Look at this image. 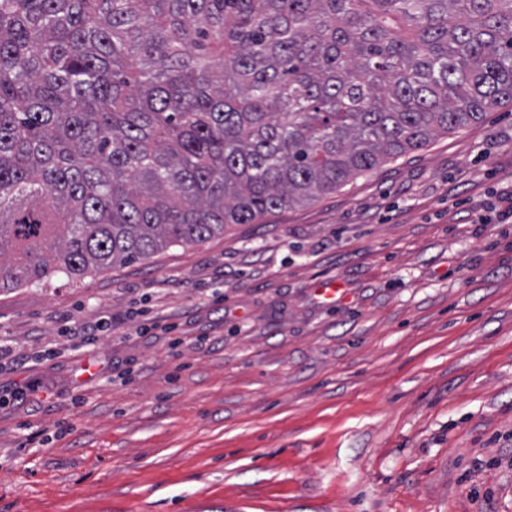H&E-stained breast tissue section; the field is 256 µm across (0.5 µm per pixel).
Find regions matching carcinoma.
<instances>
[{"instance_id": "cac0c4a2", "label": "carcinoma", "mask_w": 512, "mask_h": 512, "mask_svg": "<svg viewBox=\"0 0 512 512\" xmlns=\"http://www.w3.org/2000/svg\"><path fill=\"white\" fill-rule=\"evenodd\" d=\"M512 104V0H0V291L311 204Z\"/></svg>"}]
</instances>
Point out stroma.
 Segmentation results:
<instances>
[{
	"label": "stroma",
	"instance_id": "obj_1",
	"mask_svg": "<svg viewBox=\"0 0 512 512\" xmlns=\"http://www.w3.org/2000/svg\"><path fill=\"white\" fill-rule=\"evenodd\" d=\"M510 185L504 106L205 244L1 292L0 512H512ZM112 331V317L104 318L100 317L96 321L90 324L82 325L79 331L74 332L75 336L73 339H79L80 346H86L93 344L99 336H103L105 333Z\"/></svg>",
	"mask_w": 512,
	"mask_h": 512
}]
</instances>
